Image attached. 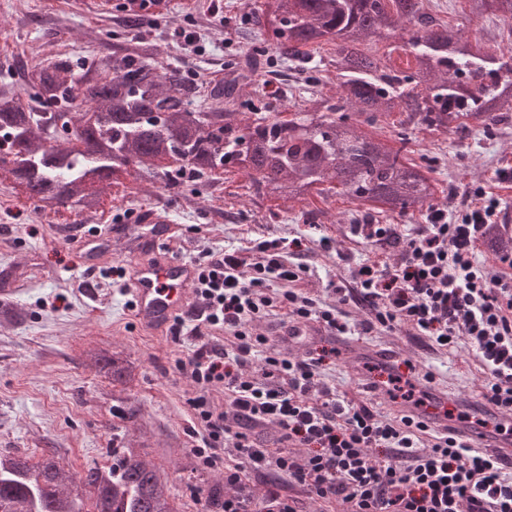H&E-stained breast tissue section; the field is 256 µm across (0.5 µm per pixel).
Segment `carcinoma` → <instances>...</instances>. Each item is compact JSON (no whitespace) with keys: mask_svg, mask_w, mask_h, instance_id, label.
<instances>
[{"mask_svg":"<svg viewBox=\"0 0 512 512\" xmlns=\"http://www.w3.org/2000/svg\"><path fill=\"white\" fill-rule=\"evenodd\" d=\"M495 3L512 19V0H466L473 15ZM263 43L285 58L307 46L333 47L331 65L339 79L336 103L282 113L241 112L240 86L255 80L254 64H234L214 96L224 111L193 108L192 88L179 70L158 60L157 47L131 39L114 45L112 76L97 67L80 74L68 59L35 67L26 83L34 94L0 85V126L31 133L25 146L0 149L6 173L28 200L52 207L99 208L96 183L120 186V176L179 180L178 160L197 175H246L277 208L313 195L368 203L381 212L407 216L427 212L439 190L424 166L407 157L409 134L400 132L393 149L351 122L347 111L378 118L404 114L413 129L445 133L470 124L485 132L512 116V56L496 58L464 38L455 26L431 16L425 0H265L257 14ZM400 33L408 52L406 67L394 68L361 49L364 39ZM47 112H63L75 137L45 133ZM152 112L165 113L154 127ZM232 156L225 166L219 153ZM493 253L512 249V237L492 230ZM95 366L126 384L132 366L119 354L88 353ZM148 440L120 448L108 467L97 464L71 476L52 454L36 465L15 453H0V512H87L83 490L94 494L92 512H178L169 474L146 459Z\"/></svg>","mask_w":512,"mask_h":512,"instance_id":"carcinoma-1","label":"carcinoma"}]
</instances>
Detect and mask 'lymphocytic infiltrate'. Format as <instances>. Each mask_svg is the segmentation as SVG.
I'll list each match as a JSON object with an SVG mask.
<instances>
[{"label":"lymphocytic infiltrate","mask_w":512,"mask_h":512,"mask_svg":"<svg viewBox=\"0 0 512 512\" xmlns=\"http://www.w3.org/2000/svg\"><path fill=\"white\" fill-rule=\"evenodd\" d=\"M499 208L494 192L476 187L458 209H432L395 264L361 265L342 291L370 313L355 326L304 288L309 269L289 261L283 240L248 238L193 257L198 305L171 332L189 325L212 339L176 368L193 388L192 453L202 468L223 469L231 489L224 512H298L302 495L339 512H512L511 463L410 415L353 409L321 382L318 358L279 349L306 324L341 335L402 324L442 348L462 339L483 366L484 400L512 411V276H491L478 259ZM278 307L290 322L277 338L253 333ZM260 425L278 429L282 449L253 437ZM262 471L276 479L256 501L246 478Z\"/></svg>","instance_id":"lymphocytic-infiltrate-1"}]
</instances>
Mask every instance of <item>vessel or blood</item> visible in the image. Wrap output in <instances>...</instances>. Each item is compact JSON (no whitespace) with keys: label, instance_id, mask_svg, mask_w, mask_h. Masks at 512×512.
I'll use <instances>...</instances> for the list:
<instances>
[{"label":"vessel or blood","instance_id":"1","mask_svg":"<svg viewBox=\"0 0 512 512\" xmlns=\"http://www.w3.org/2000/svg\"><path fill=\"white\" fill-rule=\"evenodd\" d=\"M167 211L146 209L142 221L123 227L133 253L128 267L133 310L141 327L157 336L167 333L171 318L187 309L188 289L194 279L193 266L167 256L161 250L176 232ZM452 403L440 395L432 396L423 407L413 409L418 420L450 428L474 447L497 449L502 458L512 461V435L500 410L488 403L470 405L471 416L452 418Z\"/></svg>","mask_w":512,"mask_h":512}]
</instances>
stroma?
Listing matches in <instances>:
<instances>
[{
    "mask_svg": "<svg viewBox=\"0 0 512 512\" xmlns=\"http://www.w3.org/2000/svg\"><path fill=\"white\" fill-rule=\"evenodd\" d=\"M264 0H223L222 19L200 14L187 20L179 7L156 25L128 29L123 13L89 12L81 0H0V39L9 40L13 52L0 55V82L22 86L20 67L29 61L47 65L66 57L86 68L111 60L113 39L145 37L160 50L161 59L181 72L201 74L223 69L230 60H244L258 45L260 31L254 16ZM440 20L459 26L466 37L489 53L500 54L506 19L493 13H465L462 0H442ZM195 28L201 51L183 49L173 33ZM329 45L307 48L301 58L287 62L279 51L266 50L258 58L261 80L242 93V104L261 112L297 110L316 97L335 99L336 89L308 79L312 67L325 68ZM409 151L425 154L426 165L445 188L440 208L452 210L467 190L490 183L501 200L502 212L512 213V182L499 183L496 172L512 165V120L486 133L459 129L448 133L414 135ZM237 196L227 199L223 184L200 179L175 190L160 183H136L126 208L141 212L157 206L168 209L174 223L205 227L196 249H230L242 236L299 240L301 262L312 272L309 288L323 303L342 304L335 287L348 285L357 266L377 260L394 261L397 248L363 241L351 233L352 224L367 218L382 222L368 205L338 197H313L270 210L265 197L249 180L236 177ZM0 452L27 455L38 462L52 451L71 474L86 466H110L114 449L135 442L139 434L123 419L127 407L140 409L148 423V458L171 474V493L180 512H213L208 486L223 479L220 470L198 469L188 434L192 395L175 363L201 346V338L183 335L154 336L138 324L119 285L102 279L88 266L69 239L85 226L98 223V214H75L64 209L50 221L32 219L29 204L12 183L0 181ZM332 238L331 250H321L320 235ZM345 305V304H342ZM351 321L365 319L354 304L345 305ZM327 348L321 378L354 407L393 418L400 406L385 387L366 390L362 384L378 348L391 350L396 366L411 362L434 374L432 389L460 403L482 397L480 366L465 346L443 349L408 327L355 336H334L322 331L315 340L286 345L288 355L303 358L315 348ZM99 348L127 357L133 375L126 385L111 379L93 363L88 352Z\"/></svg>",
    "mask_w": 512,
    "mask_h": 512,
    "instance_id": "stroma-1",
    "label": "stroma"
}]
</instances>
